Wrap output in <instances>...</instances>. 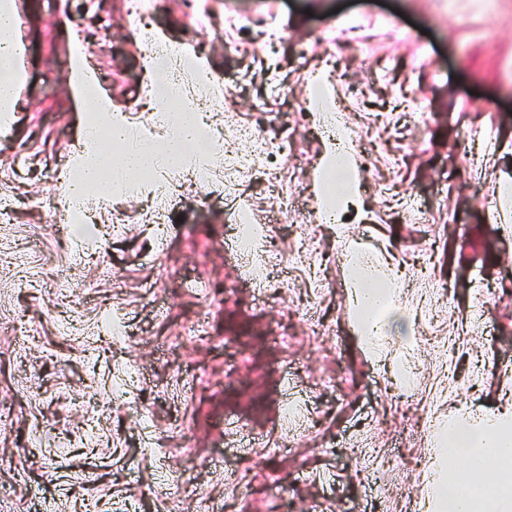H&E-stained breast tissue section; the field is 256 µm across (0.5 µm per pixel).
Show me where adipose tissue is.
<instances>
[{
  "instance_id": "adipose-tissue-1",
  "label": "adipose tissue",
  "mask_w": 512,
  "mask_h": 512,
  "mask_svg": "<svg viewBox=\"0 0 512 512\" xmlns=\"http://www.w3.org/2000/svg\"><path fill=\"white\" fill-rule=\"evenodd\" d=\"M14 0H0V112L14 109L15 89L20 80L15 35ZM66 82L74 100L87 107L112 137L113 152L100 148L97 128L87 129L82 151L95 154L85 174L64 180L62 199L69 208L83 209L90 192L110 196L113 188H145L150 173L186 170L199 159L188 150L197 141L200 121L193 107L180 112H161L159 126L168 129L165 139L142 148L128 149L130 127L124 114L100 88L99 77L77 49L66 65ZM326 178L321 183L324 212L354 204L358 179L353 149L330 143L321 156ZM349 266L354 271L352 296L358 309L357 326L362 341L373 344L388 331L386 312L402 294L400 274L394 264L377 256H363L355 239L344 241ZM495 480H488V472ZM421 512H512V406L471 417L452 414L434 422L428 475L424 483Z\"/></svg>"
}]
</instances>
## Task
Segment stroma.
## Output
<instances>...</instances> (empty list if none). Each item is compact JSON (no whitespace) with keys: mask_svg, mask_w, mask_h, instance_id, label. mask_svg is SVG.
Segmentation results:
<instances>
[{"mask_svg":"<svg viewBox=\"0 0 512 512\" xmlns=\"http://www.w3.org/2000/svg\"><path fill=\"white\" fill-rule=\"evenodd\" d=\"M202 5L205 29L184 0H155L153 29L209 59L225 103L183 68L184 94L230 150L245 128L272 142L296 130L273 159L287 195L259 179L237 191L284 261L260 287L219 183L174 172L164 198L117 188L90 221H61L89 118L65 81L71 48L133 132L159 139L149 90L167 75L146 77L124 0H15L25 81L0 137V512H199L205 499L281 512L274 477L291 512H420L433 420L512 403V215L491 217L512 179V0ZM318 79L369 149L342 226L404 280L375 355L354 330L337 227L318 216ZM109 314L123 346L101 333ZM196 321L205 336H186ZM79 393L103 406V428L93 447H59L85 435Z\"/></svg>","mask_w":512,"mask_h":512,"instance_id":"obj_1","label":"stroma"}]
</instances>
